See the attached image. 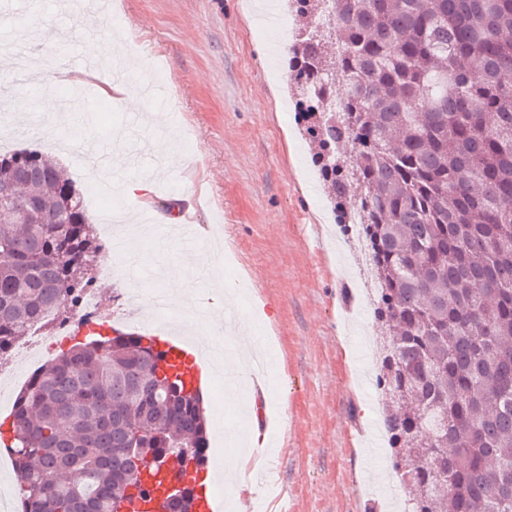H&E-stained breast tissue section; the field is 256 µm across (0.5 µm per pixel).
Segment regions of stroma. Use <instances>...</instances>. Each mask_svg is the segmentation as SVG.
Here are the masks:
<instances>
[{
  "mask_svg": "<svg viewBox=\"0 0 512 512\" xmlns=\"http://www.w3.org/2000/svg\"><path fill=\"white\" fill-rule=\"evenodd\" d=\"M247 0H28V25L14 27L17 46L34 65L83 69L89 39L130 38L122 81L125 95L105 97L108 65L98 77L76 84L42 81L39 95L12 81L0 60V125L50 122L68 132L64 146L26 134L12 149L48 152L80 192L91 223L101 211L132 205L123 190L132 179L150 180L153 207L166 210L173 197L202 199L190 222L197 241L188 245L169 224L141 237L138 267L101 283L103 302L127 285L166 290V277L151 278L159 260L171 274L198 283L202 295L214 282L235 287L230 304L208 307L209 324L228 341L244 331L268 339L271 373L266 386L269 426L263 443L268 469L282 499H235L231 512H388L374 482H388L385 445L368 450L376 425L377 387L370 300L375 284L366 256L351 258L360 242L353 225L337 223L322 190L301 120L288 97V44L297 21L276 0L280 36H272L246 7ZM158 81L163 101L142 98L141 85ZM60 110L44 111L42 98ZM173 142L184 162L166 166L141 144ZM137 158L134 166L93 170L85 154L114 149ZM229 243L233 259L201 278L211 239ZM269 322L246 326L256 299Z\"/></svg>",
  "mask_w": 512,
  "mask_h": 512,
  "instance_id": "1",
  "label": "stroma"
}]
</instances>
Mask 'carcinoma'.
Here are the masks:
<instances>
[{
	"label": "carcinoma",
	"mask_w": 512,
	"mask_h": 512,
	"mask_svg": "<svg viewBox=\"0 0 512 512\" xmlns=\"http://www.w3.org/2000/svg\"><path fill=\"white\" fill-rule=\"evenodd\" d=\"M293 95L331 200L362 212L379 283L377 385L407 512H512V0H291ZM342 94L344 111L323 97ZM359 158L350 167L341 152ZM20 218L0 223V355L91 278L97 238L72 182L38 149L0 152ZM97 333L18 395L10 443L27 512H113L132 458L205 462L184 361ZM183 490L167 512H193Z\"/></svg>",
	"instance_id": "carcinoma-1"
}]
</instances>
